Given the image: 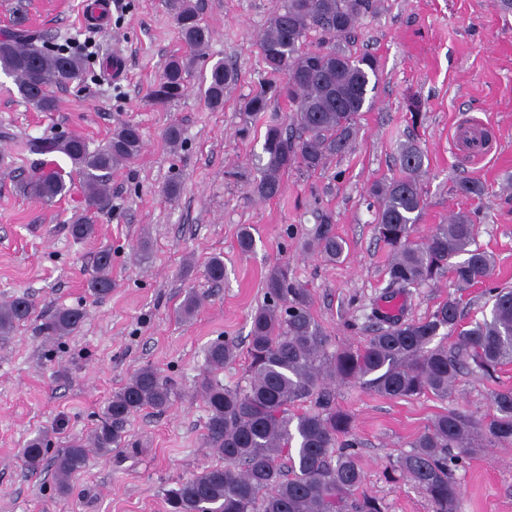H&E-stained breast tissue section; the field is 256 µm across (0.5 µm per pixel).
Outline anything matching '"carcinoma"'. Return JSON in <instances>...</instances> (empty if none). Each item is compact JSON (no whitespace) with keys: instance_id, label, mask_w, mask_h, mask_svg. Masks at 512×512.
Returning a JSON list of instances; mask_svg holds the SVG:
<instances>
[{"instance_id":"obj_1","label":"carcinoma","mask_w":512,"mask_h":512,"mask_svg":"<svg viewBox=\"0 0 512 512\" xmlns=\"http://www.w3.org/2000/svg\"><path fill=\"white\" fill-rule=\"evenodd\" d=\"M184 46L196 55L209 42L190 0H168ZM374 0H285L260 34L257 48L267 73L282 78L273 91L288 99L297 134L272 121L265 127L262 151L266 162L252 182L251 193L261 199L277 197L282 174L303 169L315 172L331 155L351 149L356 138L355 118L362 111L371 81H379L373 56L354 58L336 46L356 34L360 20L371 13ZM318 31L323 43L303 45ZM43 35L29 29L9 31L0 39V69L14 77L24 100L52 112L53 89H63L84 71L82 57L41 45ZM189 58L173 56L165 64L151 93L156 106L179 100L186 91ZM235 80L224 62L215 63L204 89L212 108L224 105V91ZM268 88L244 102L253 116L267 111ZM142 147L139 127L126 124L103 146L90 150L79 136L37 138L38 153L65 155L82 178L88 208L70 225L76 240L96 233L97 214L109 207L107 179L114 169L134 159ZM401 176L376 181L369 197L377 204L374 233L393 251L384 298L436 282L448 273L462 291L493 274L490 255L477 244L478 225L459 213L440 224L423 242L413 238L414 225L424 207L421 173L423 151L414 143L399 147ZM24 193L52 203L67 191L63 174L43 168L21 184ZM455 191L482 198L486 187L461 180ZM312 250L331 261L345 250L344 241L330 226L320 227ZM112 251H99L88 287L92 295L112 292ZM264 303L251 316L248 385H224L218 375L238 356L237 344L227 338L205 351L207 372L198 382L207 408L206 445L222 459L178 481L164 493L169 512H384L382 503L363 490L364 474L354 448L351 418L336 408L332 384L359 383L389 398L425 393L446 400L458 377L468 371L493 377L512 364V290L491 288L490 316L461 325L459 299L450 294L422 320H404L375 307L369 318L373 336L357 349H332L310 310L308 290L278 265L265 279ZM35 313L29 296L12 297L0 305V338L8 339L17 326ZM80 309H58L47 329L69 336L82 324ZM456 336L451 348L432 346L441 331ZM178 396L173 385L151 365L140 367L106 402L100 425L91 438H72L50 452L47 435L29 439L22 453L26 469L37 472L46 462L54 466L57 489L65 495L71 478L88 459L89 447L103 456L125 446V423L139 411L167 409ZM314 399V408L295 413L291 407ZM493 410L487 417L448 410L436 416L426 431L410 442V450L390 464V470L418 488L432 512H460V488L453 471L482 448L512 442V387L490 394Z\"/></svg>"}]
</instances>
